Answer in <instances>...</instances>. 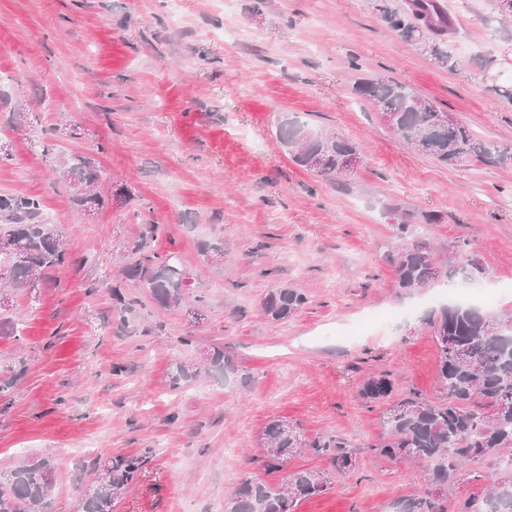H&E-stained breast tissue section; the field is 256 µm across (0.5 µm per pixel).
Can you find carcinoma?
<instances>
[{
  "label": "carcinoma",
  "mask_w": 512,
  "mask_h": 512,
  "mask_svg": "<svg viewBox=\"0 0 512 512\" xmlns=\"http://www.w3.org/2000/svg\"><path fill=\"white\" fill-rule=\"evenodd\" d=\"M373 10L399 32L405 41L436 66L456 70L448 51L447 35L453 30L451 15L442 0H409L406 8L393 9L387 0H375ZM359 99L373 107L383 123L416 152L441 164L454 166L472 159L485 164L512 165V145H489L460 122L441 123L444 114L433 102L407 84L392 78H361L354 86ZM282 145L291 160L317 176H339L346 162L361 156L360 146L336 134L315 129L305 121L283 119L278 126ZM70 187L71 203L82 215L99 213L106 197L99 189L100 171L90 155L58 158ZM159 225L149 224L125 249L132 262L123 275L145 281L152 299L162 308L176 307L183 299L185 272L175 256L148 249ZM400 244L390 255L397 287L413 294L440 278L484 280L488 272L472 255L458 250L444 259L428 243L412 237L410 225L397 227ZM68 261L62 235L43 218L36 196L0 193V297L10 305L0 308V339L21 340L13 309L12 291H31L41 284L59 285L55 273ZM307 302L296 288L271 289L263 300L265 315L285 322ZM425 325L438 348L436 397L409 391L381 414L383 441L376 455L395 464L410 462L428 469L433 485L424 495H413L394 504L392 512H512V312L495 313L473 306L446 305L433 311ZM207 370L224 373V349L206 353ZM393 389L391 374L364 379L360 397L378 404ZM257 445L263 450L262 466L278 469L289 458L306 450L327 453L336 472L355 470L356 457L343 441H308L299 428L284 419H271ZM492 461L504 465L487 490L454 502L448 508V485L462 476L467 463ZM145 457H117L101 466L96 477L81 488L79 512H112L143 467ZM54 465L48 458H28L0 472V512H45ZM330 478L324 472L298 469L286 482L270 484L246 477L229 494L224 512H293L296 503L325 492Z\"/></svg>",
  "instance_id": "1"
}]
</instances>
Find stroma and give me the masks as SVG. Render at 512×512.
<instances>
[{
	"instance_id": "stroma-1",
	"label": "stroma",
	"mask_w": 512,
	"mask_h": 512,
	"mask_svg": "<svg viewBox=\"0 0 512 512\" xmlns=\"http://www.w3.org/2000/svg\"><path fill=\"white\" fill-rule=\"evenodd\" d=\"M444 2L459 71L434 66L371 0H0V92L29 114L17 129L0 108L14 154L0 192L39 196L71 256L60 287L17 296L22 344L0 341V370L25 361L0 397V470L51 456L46 512H78L97 460L133 454L146 462L114 512H224L240 478L281 483L302 468L330 485L294 512H392L430 490L425 467L374 455L383 407L358 394L384 370L394 396L435 393L424 318L448 284L406 294L389 255L402 223L442 252L466 244L500 293L493 310L512 311V165L419 155L353 86L402 81L486 142L512 144V101L489 92L481 68L493 59L512 80V17L493 0ZM287 116L360 145L345 189L290 160L277 137ZM54 124L47 156L31 139ZM77 153L98 160L104 193L122 186L131 201L75 217L56 158ZM151 222L163 227L152 250L181 260L184 299L165 309L128 282L121 324L106 284ZM278 286L307 295L284 323L262 309ZM215 346L229 360L218 377L203 373ZM178 362L197 377L172 391ZM275 417L347 442L355 473L309 451L263 469L256 440Z\"/></svg>"
}]
</instances>
